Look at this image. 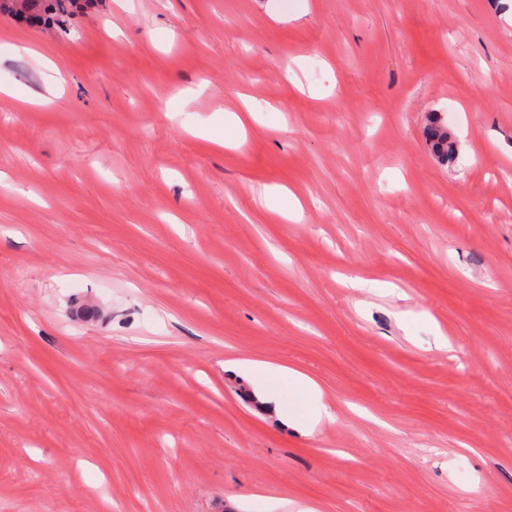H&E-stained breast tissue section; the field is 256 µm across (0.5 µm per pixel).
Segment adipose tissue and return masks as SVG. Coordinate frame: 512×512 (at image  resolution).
Listing matches in <instances>:
<instances>
[{
    "label": "adipose tissue",
    "instance_id": "ef3b65f1",
    "mask_svg": "<svg viewBox=\"0 0 512 512\" xmlns=\"http://www.w3.org/2000/svg\"><path fill=\"white\" fill-rule=\"evenodd\" d=\"M227 367L230 372L251 375L255 382V394L263 404L278 409L282 392H289L302 409L292 417L295 426L306 432L326 422L337 419V412L330 403L324 401L317 382L306 374L292 368L272 369L267 363L255 360H231Z\"/></svg>",
    "mask_w": 512,
    "mask_h": 512
}]
</instances>
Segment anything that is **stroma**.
<instances>
[{"instance_id": "stroma-1", "label": "stroma", "mask_w": 512, "mask_h": 512, "mask_svg": "<svg viewBox=\"0 0 512 512\" xmlns=\"http://www.w3.org/2000/svg\"><path fill=\"white\" fill-rule=\"evenodd\" d=\"M1 84L0 512H512V0H93ZM427 136L435 155L447 162L455 158L456 143L452 140L444 116L434 113L428 119ZM249 189L263 198L269 208L282 216L288 217V214L294 215L302 210V205L298 198L285 188L249 185ZM281 201H284L286 206L278 205ZM225 366L230 373L251 375L255 382V396L273 411L279 410L280 386L288 387V393L302 406V411L296 412L291 422L309 434L318 425L337 419V410L323 400L320 386L302 372L287 367L273 370L267 363L255 360H230L224 363Z\"/></svg>"}]
</instances>
